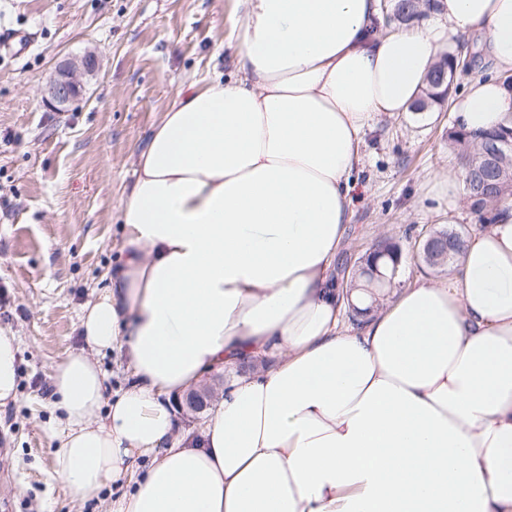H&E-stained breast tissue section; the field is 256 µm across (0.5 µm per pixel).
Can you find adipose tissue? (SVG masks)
Instances as JSON below:
<instances>
[{"label": "adipose tissue", "mask_w": 512, "mask_h": 512, "mask_svg": "<svg viewBox=\"0 0 512 512\" xmlns=\"http://www.w3.org/2000/svg\"><path fill=\"white\" fill-rule=\"evenodd\" d=\"M232 80L176 94L135 161L121 257L53 368L57 473L112 512H512V198L443 280L337 284L364 137L462 36L495 69L453 106L512 127V0H438L378 34L379 0H236ZM118 351L106 395L92 352ZM224 376L203 425L173 399Z\"/></svg>", "instance_id": "adipose-tissue-1"}]
</instances>
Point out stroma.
Instances as JSON below:
<instances>
[{
	"mask_svg": "<svg viewBox=\"0 0 512 512\" xmlns=\"http://www.w3.org/2000/svg\"><path fill=\"white\" fill-rule=\"evenodd\" d=\"M234 0H0V331L16 336L14 403L0 408V503L11 512H111L123 485L79 503L55 468L59 430L52 370L83 347L79 316L108 284L122 246V190L145 135L175 92L212 71L232 74ZM97 51L101 70L60 112L42 96L58 57ZM470 75L457 73L432 111L381 117L367 132L342 254L359 261L379 241L399 245L405 286L425 273L417 252L470 211L464 192L438 195L433 176L456 169L452 107Z\"/></svg>",
	"mask_w": 512,
	"mask_h": 512,
	"instance_id": "1",
	"label": "stroma"
}]
</instances>
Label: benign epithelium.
<instances>
[{
	"instance_id": "benign-epithelium-1",
	"label": "benign epithelium",
	"mask_w": 512,
	"mask_h": 512,
	"mask_svg": "<svg viewBox=\"0 0 512 512\" xmlns=\"http://www.w3.org/2000/svg\"><path fill=\"white\" fill-rule=\"evenodd\" d=\"M100 68V58L93 51H87L80 57H66L60 60L44 87L46 101L59 111L69 109L82 95L83 78L96 76ZM421 254L432 263L447 260L448 235H430L422 242ZM209 401V392H192L186 397V406L188 410L199 413L208 406Z\"/></svg>"
}]
</instances>
